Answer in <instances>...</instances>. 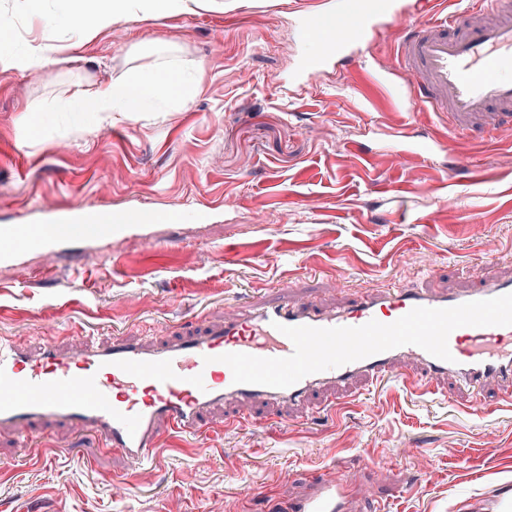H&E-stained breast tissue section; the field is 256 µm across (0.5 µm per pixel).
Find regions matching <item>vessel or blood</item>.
<instances>
[{
  "label": "vessel or blood",
  "mask_w": 512,
  "mask_h": 512,
  "mask_svg": "<svg viewBox=\"0 0 512 512\" xmlns=\"http://www.w3.org/2000/svg\"><path fill=\"white\" fill-rule=\"evenodd\" d=\"M435 0H315L296 26L301 48L289 82L310 80L336 61L355 63L377 33L396 20L411 24L398 42L404 76L399 95L409 110L446 115L447 134L491 130L512 132V8L490 0H467L465 8L438 18ZM386 136L397 158L430 159L444 149L437 139L417 135L403 123ZM166 213L139 206L95 212L74 204L40 207L29 224L0 226V263L21 266L27 247L45 248V233L58 239L110 240L165 223ZM512 293V277L484 278L469 288H399L365 294L341 306L287 297L227 306L194 330L161 341L115 336L99 341L88 331L66 344L0 337V429L24 437L40 420L83 430L105 449L139 465L156 461L166 433L194 435L207 414L232 405L224 424H243L267 405L303 406L320 386L390 377L419 397L437 392L438 382L472 391L471 413L512 402V326H463L451 332L452 361L415 345H404L307 375L287 388L237 384L219 360L227 353L262 358L292 354L281 326L359 327L390 324L416 307L448 308ZM498 392L487 397L490 384ZM290 512H344L342 484L320 485L293 501Z\"/></svg>",
  "instance_id": "obj_1"
}]
</instances>
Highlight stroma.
Masks as SVG:
<instances>
[{"label": "stroma", "instance_id": "1", "mask_svg": "<svg viewBox=\"0 0 512 512\" xmlns=\"http://www.w3.org/2000/svg\"><path fill=\"white\" fill-rule=\"evenodd\" d=\"M291 3L138 10L86 38L64 23L45 29L25 0H0L20 45L60 47L47 69L0 70V225L27 223L46 203L181 215L150 242L48 239L52 262L29 250L19 278L0 264V336L63 342L89 325L102 340L161 339L224 303L278 297L286 282L291 297L330 304L512 275V136L454 139L470 165L492 171L485 181L450 177L445 152L397 163L381 129L412 121L422 136L443 134L438 114H408L398 97L403 22L369 49L370 72L336 65L281 86L299 51ZM158 40L169 63L199 74L191 100L107 121L64 111L76 88L152 67ZM221 196L232 207L198 222ZM470 399L416 398L384 380L326 390L307 409L257 411L253 426L225 428L216 412L199 437L163 439L159 460L135 470L98 439L40 421L24 440L0 431V512H244L252 480L292 498L314 477L346 482L353 512H458L462 501L495 512L512 495V404L475 415ZM123 479L132 488L115 495Z\"/></svg>", "mask_w": 512, "mask_h": 512}]
</instances>
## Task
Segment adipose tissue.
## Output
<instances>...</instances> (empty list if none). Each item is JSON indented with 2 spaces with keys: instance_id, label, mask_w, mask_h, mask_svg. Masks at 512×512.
I'll use <instances>...</instances> for the list:
<instances>
[{
  "instance_id": "adipose-tissue-1",
  "label": "adipose tissue",
  "mask_w": 512,
  "mask_h": 512,
  "mask_svg": "<svg viewBox=\"0 0 512 512\" xmlns=\"http://www.w3.org/2000/svg\"><path fill=\"white\" fill-rule=\"evenodd\" d=\"M131 0H72L67 20L75 28L92 32L118 23L127 16ZM59 47L44 41L27 52H19L18 40L11 28L0 27V68L21 67L42 70L56 61ZM199 89L196 74L166 65L101 84L95 89L76 90L70 111L81 114L102 112H139L151 103L184 102Z\"/></svg>"
}]
</instances>
